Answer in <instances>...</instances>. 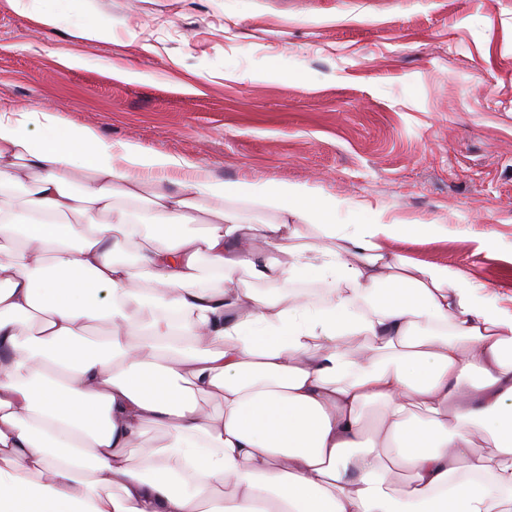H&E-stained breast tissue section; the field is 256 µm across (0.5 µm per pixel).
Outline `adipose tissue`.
<instances>
[{"label":"adipose tissue","mask_w":512,"mask_h":512,"mask_svg":"<svg viewBox=\"0 0 512 512\" xmlns=\"http://www.w3.org/2000/svg\"><path fill=\"white\" fill-rule=\"evenodd\" d=\"M31 17L111 36L70 0ZM403 233L0 107V512H512V308ZM150 425L169 440L134 458Z\"/></svg>","instance_id":"1"}]
</instances>
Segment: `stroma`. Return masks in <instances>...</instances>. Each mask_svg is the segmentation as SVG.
Segmentation results:
<instances>
[{
	"instance_id": "1",
	"label": "stroma",
	"mask_w": 512,
	"mask_h": 512,
	"mask_svg": "<svg viewBox=\"0 0 512 512\" xmlns=\"http://www.w3.org/2000/svg\"><path fill=\"white\" fill-rule=\"evenodd\" d=\"M92 2L111 40L75 39L35 23L30 0H0L1 106L48 103L115 146L447 225V239L388 248L512 306V0ZM63 51L84 66L62 67ZM106 60L152 78H111Z\"/></svg>"
}]
</instances>
